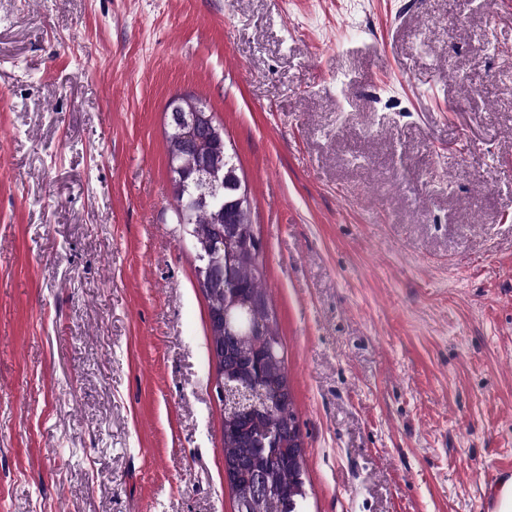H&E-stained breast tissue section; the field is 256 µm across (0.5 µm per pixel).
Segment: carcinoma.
I'll return each mask as SVG.
<instances>
[{
  "instance_id": "1",
  "label": "carcinoma",
  "mask_w": 512,
  "mask_h": 512,
  "mask_svg": "<svg viewBox=\"0 0 512 512\" xmlns=\"http://www.w3.org/2000/svg\"><path fill=\"white\" fill-rule=\"evenodd\" d=\"M207 132L200 142L183 146L173 158L180 164L199 148L211 147ZM174 213L179 224L192 226L204 240L218 235L219 223L211 209L195 207L189 193L173 185ZM246 189L237 171L224 183V199L237 198ZM237 236L224 239L225 276L215 275L205 290L211 341L224 346V380L250 379L259 391L256 407L224 410V474L236 506L246 503L251 512H305V449L296 420L277 321L265 288L263 255L241 251V242L255 236L251 209L235 214ZM251 296V303L236 309L235 321L258 332L256 336H230L217 317L224 308V293Z\"/></svg>"
}]
</instances>
